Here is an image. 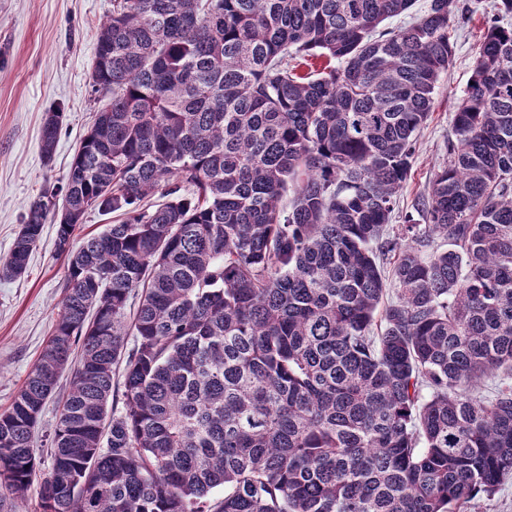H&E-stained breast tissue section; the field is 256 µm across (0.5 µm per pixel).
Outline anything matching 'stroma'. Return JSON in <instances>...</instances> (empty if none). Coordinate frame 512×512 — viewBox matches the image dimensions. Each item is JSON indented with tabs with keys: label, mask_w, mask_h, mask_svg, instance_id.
Returning a JSON list of instances; mask_svg holds the SVG:
<instances>
[{
	"label": "stroma",
	"mask_w": 512,
	"mask_h": 512,
	"mask_svg": "<svg viewBox=\"0 0 512 512\" xmlns=\"http://www.w3.org/2000/svg\"><path fill=\"white\" fill-rule=\"evenodd\" d=\"M469 19L454 32L453 60L435 91V108L418 135L412 176L398 196L414 210L448 157L452 120L472 74L494 0H465ZM112 0H0V255L42 192L64 182L79 142L104 104L92 87L100 22ZM65 119L52 159L41 147L46 112ZM56 226L44 227L26 273L0 278V412L40 356L63 297L66 268L55 253Z\"/></svg>",
	"instance_id": "1"
}]
</instances>
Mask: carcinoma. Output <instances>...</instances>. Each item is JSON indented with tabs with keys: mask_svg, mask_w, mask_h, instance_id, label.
Masks as SVG:
<instances>
[{
	"mask_svg": "<svg viewBox=\"0 0 512 512\" xmlns=\"http://www.w3.org/2000/svg\"><path fill=\"white\" fill-rule=\"evenodd\" d=\"M413 2L112 0L108 101L0 256L21 277L51 218L66 263L0 412V503L42 477L69 367L39 512H468L512 475V25L488 27L448 162L391 232L466 10L379 29ZM90 209L121 220L80 238ZM58 399L49 400L40 416L37 429L35 454L41 460V467L46 471L50 466L49 438L58 419Z\"/></svg>",
	"mask_w": 512,
	"mask_h": 512,
	"instance_id": "obj_1",
	"label": "carcinoma"
}]
</instances>
